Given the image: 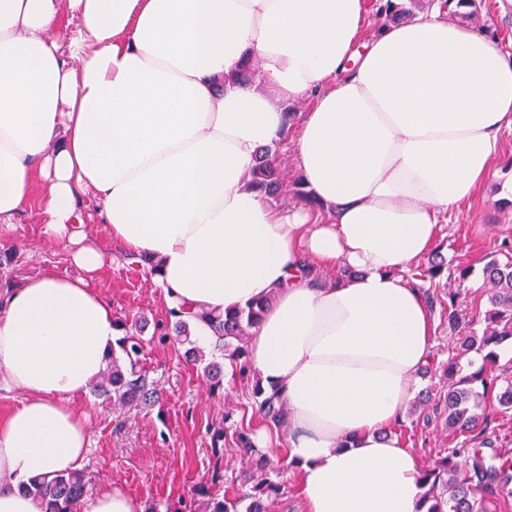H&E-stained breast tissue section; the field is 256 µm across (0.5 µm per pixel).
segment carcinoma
<instances>
[{
	"label": "carcinoma",
	"mask_w": 512,
	"mask_h": 512,
	"mask_svg": "<svg viewBox=\"0 0 512 512\" xmlns=\"http://www.w3.org/2000/svg\"><path fill=\"white\" fill-rule=\"evenodd\" d=\"M453 2L456 8L451 10L452 17L480 22L476 0H386L375 4V9L385 22L395 24L436 3L445 9ZM277 158L276 145L261 148L255 166L244 176L248 186L266 199L314 203L298 178L290 180L283 173ZM503 256L502 260L491 259L482 268L487 295L483 318L471 316L458 302L456 292L448 293V306L441 307L448 335L455 337L448 361L442 364V375L448 380V430L458 441L422 469V479L428 487L424 497L429 504L427 512H512V458L484 436L486 427L482 426L487 407L505 414L512 411V360L505 366L499 365L494 350L512 340L511 245L505 246ZM445 273L461 286L474 275V269L464 262L453 264L436 253L427 266L411 270L412 278L430 283ZM266 308L267 302L251 300L245 307L223 315L169 309L167 328L158 335V341L164 342L174 333L189 345L190 360L201 362L203 354L191 338L189 319L207 321L214 329L217 343L212 359L203 367V375L211 386L220 387L222 359L227 358L235 364V372L248 379L247 339ZM120 326L124 335L117 339L105 371L91 384V392L111 404L115 411L154 406L160 403V395L156 382L149 378L142 364L145 341L130 330L128 322L122 320ZM252 394L260 423L269 428L285 424L286 417L275 395L266 394L257 379L252 381ZM208 434L215 458L210 481L191 490V498L203 499L200 512H268L267 502L281 493L282 485L271 477L267 455L256 448L248 431L237 433L248 468L240 483L232 481L224 490L221 450L226 440L225 429L213 425ZM91 483L89 469L82 468L33 479L26 489L47 502V512H78Z\"/></svg>",
	"instance_id": "obj_1"
}]
</instances>
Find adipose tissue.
<instances>
[{
  "label": "adipose tissue",
  "instance_id": "obj_1",
  "mask_svg": "<svg viewBox=\"0 0 512 512\" xmlns=\"http://www.w3.org/2000/svg\"><path fill=\"white\" fill-rule=\"evenodd\" d=\"M366 25L365 0H0V224L38 197L79 270L0 292V392L20 397L0 416V512H46L22 483L86 461L76 401L121 334L93 283L88 194L113 244L157 261L167 308L272 296L249 369L288 416L304 512H419V459L393 427L434 318L407 271L488 177L512 56L436 7ZM248 56L256 82H229ZM286 136L316 206L245 185Z\"/></svg>",
  "mask_w": 512,
  "mask_h": 512
}]
</instances>
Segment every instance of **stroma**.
Listing matches in <instances>:
<instances>
[{
    "mask_svg": "<svg viewBox=\"0 0 512 512\" xmlns=\"http://www.w3.org/2000/svg\"><path fill=\"white\" fill-rule=\"evenodd\" d=\"M501 150L485 189L468 204L440 219L438 244L448 258L482 268L503 243L512 244V202L499 199L502 182L512 178V129H504ZM106 253L95 283L112 304L115 317L146 318L143 362L157 380L160 404L126 412V427L113 429V412L92 394L80 404L89 415L90 445L86 464L95 485H115L142 503L173 502L205 482L214 459L207 436L211 423L226 421L229 429L259 428L250 383L225 379L223 389L211 391L202 366L186 360V346L173 336L165 344L152 342L154 323L164 320L161 291L147 271L127 265L100 225L90 227ZM0 246L15 251V262L4 277L18 286L44 267L71 272L66 249L43 240L40 213L30 206L16 224L0 227ZM398 432L416 449L421 464L431 463L449 446L446 415L406 411Z\"/></svg>",
    "mask_w": 512,
    "mask_h": 512,
    "instance_id": "obj_1",
    "label": "stroma"
}]
</instances>
